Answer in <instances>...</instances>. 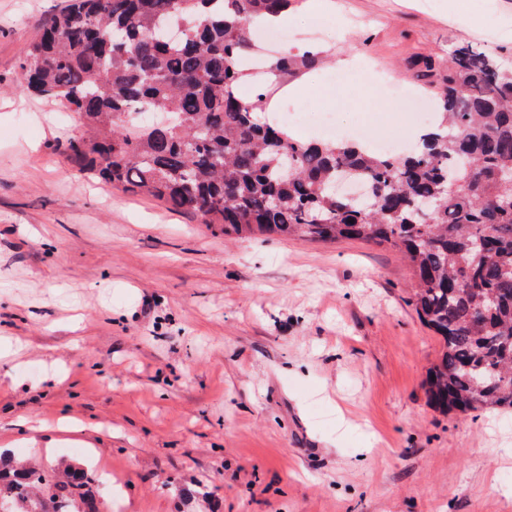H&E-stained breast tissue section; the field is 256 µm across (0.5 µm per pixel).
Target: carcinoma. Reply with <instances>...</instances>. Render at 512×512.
Here are the masks:
<instances>
[{"label": "carcinoma", "mask_w": 512, "mask_h": 512, "mask_svg": "<svg viewBox=\"0 0 512 512\" xmlns=\"http://www.w3.org/2000/svg\"><path fill=\"white\" fill-rule=\"evenodd\" d=\"M290 0H70L23 51L24 89L67 102L87 135L63 151L95 176L224 225L312 241L398 248L412 305L442 350L427 382L438 409L512 410V71L460 44L438 95L442 120L402 154L356 141L297 139L262 117L266 92L238 93L250 26ZM183 25L178 42L164 37ZM317 54L270 62L291 77ZM162 112V128L138 121ZM345 172L370 205L331 192ZM436 202L424 215L419 202ZM5 512H86L93 478L52 483L20 468Z\"/></svg>", "instance_id": "obj_1"}]
</instances>
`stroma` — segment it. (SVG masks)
I'll return each mask as SVG.
<instances>
[{"label":"stroma","instance_id":"stroma-1","mask_svg":"<svg viewBox=\"0 0 512 512\" xmlns=\"http://www.w3.org/2000/svg\"><path fill=\"white\" fill-rule=\"evenodd\" d=\"M306 3L289 49L330 34L291 103L312 139L323 112L342 139L411 145L395 91L457 44L512 70V0ZM66 5L0 0V444L47 472L111 469L97 512H512V414L430 405L441 343L398 250L228 236L61 153L81 120L20 82Z\"/></svg>","mask_w":512,"mask_h":512}]
</instances>
